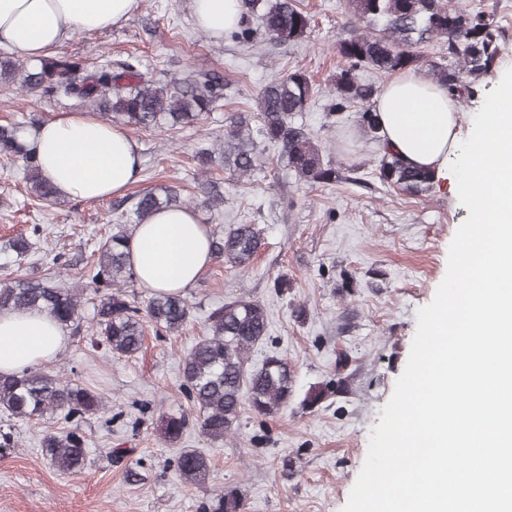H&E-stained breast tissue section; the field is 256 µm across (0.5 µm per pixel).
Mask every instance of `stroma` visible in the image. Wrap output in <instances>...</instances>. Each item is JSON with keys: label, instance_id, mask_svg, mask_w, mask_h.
<instances>
[{"label": "stroma", "instance_id": "1", "mask_svg": "<svg viewBox=\"0 0 512 512\" xmlns=\"http://www.w3.org/2000/svg\"><path fill=\"white\" fill-rule=\"evenodd\" d=\"M299 2L311 16V29L294 45L265 38L248 46L215 40L195 27L189 0H141L126 23L57 46V53L90 66L134 56L157 78L223 72L226 95L197 124L132 130L142 169L127 193L175 188L195 206L201 223L224 229L256 225L262 246L248 268L211 263L185 295L190 324L175 335L146 326L143 345L131 357H112L88 332L70 337L49 371L98 388L105 402L101 415L81 424L87 464L71 475L42 453V437L62 427L57 417L15 423L17 447L0 450V512H201L202 503L227 488L238 491L244 512H342L370 433L405 369L417 312L433 301L447 272L449 246L469 211L448 182L418 196L381 185L380 156L360 131L357 109L346 111L339 125L328 110L339 67L336 46L364 25L347 12L345 0ZM461 2L493 18L504 42L503 66L475 82L474 97L459 102L468 130L486 94L512 68V0ZM295 70L317 89L295 121L339 169V179L305 185L278 150L262 148L251 175L214 166L206 177L219 183L224 202L216 211L202 206L197 148L223 142L231 116L256 113L261 88ZM78 108L71 100L0 90V124L41 122ZM352 165L359 168L354 182ZM112 218L108 198L36 204L22 171L0 163V243L44 225L32 267L37 275L45 273L46 256L58 252L72 264L88 260ZM280 275L288 280L282 293L273 287ZM239 297L259 301L268 317L267 336L251 348L249 366L274 352L284 355L295 370L293 397L269 418L243 410L224 440L210 441L192 425L179 443L169 444L161 435L162 417L189 408L180 360L204 335L209 311ZM300 307L307 312L302 321L294 316ZM328 381L335 394L316 408H302L309 387ZM118 445L140 461V481L127 482L125 464L112 460L110 450ZM183 448L210 459L205 484L180 480L175 459Z\"/></svg>", "mask_w": 512, "mask_h": 512}]
</instances>
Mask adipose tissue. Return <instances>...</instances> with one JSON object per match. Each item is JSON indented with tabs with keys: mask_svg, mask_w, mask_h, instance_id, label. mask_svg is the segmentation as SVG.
Instances as JSON below:
<instances>
[{
	"mask_svg": "<svg viewBox=\"0 0 512 512\" xmlns=\"http://www.w3.org/2000/svg\"><path fill=\"white\" fill-rule=\"evenodd\" d=\"M140 0H0V44L21 60L48 56L78 33L128 21ZM195 26L213 39L236 26L243 0H189ZM377 122L391 152L439 175L461 135L455 100L414 72L395 76L377 101ZM57 195L94 200L124 193L141 172L139 146L122 126L90 112H69L41 123L30 140ZM127 251L138 283L148 291L185 293L211 264L208 230L186 207L166 209L137 225ZM67 332L47 312L0 313V372L18 373L55 360Z\"/></svg>",
	"mask_w": 512,
	"mask_h": 512,
	"instance_id": "adipose-tissue-1",
	"label": "adipose tissue"
}]
</instances>
